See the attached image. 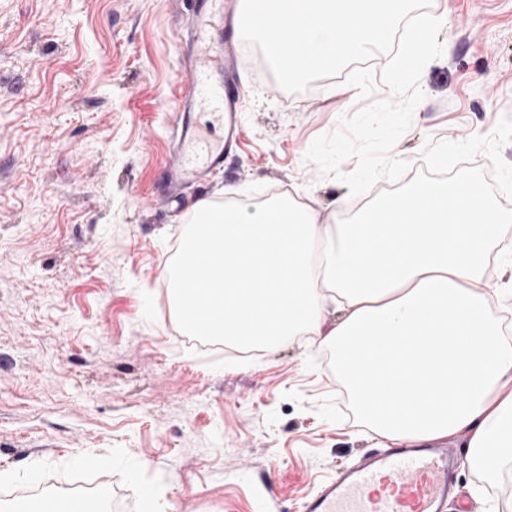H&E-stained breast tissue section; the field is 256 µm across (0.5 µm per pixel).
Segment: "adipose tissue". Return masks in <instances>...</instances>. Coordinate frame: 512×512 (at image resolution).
Listing matches in <instances>:
<instances>
[{
	"label": "adipose tissue",
	"mask_w": 512,
	"mask_h": 512,
	"mask_svg": "<svg viewBox=\"0 0 512 512\" xmlns=\"http://www.w3.org/2000/svg\"><path fill=\"white\" fill-rule=\"evenodd\" d=\"M201 201L188 250L217 249L208 333L237 347L296 336L327 349L355 406L393 445L467 435L472 469L512 468V328L481 278L512 211L475 191L412 188L327 223L308 204Z\"/></svg>",
	"instance_id": "obj_1"
}]
</instances>
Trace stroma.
<instances>
[{"instance_id": "1", "label": "stroma", "mask_w": 512, "mask_h": 512, "mask_svg": "<svg viewBox=\"0 0 512 512\" xmlns=\"http://www.w3.org/2000/svg\"><path fill=\"white\" fill-rule=\"evenodd\" d=\"M440 58L392 150L410 166L350 196L305 154L341 116L391 98L383 52L289 94L261 52L240 61L241 135L223 170L157 200L178 114L183 46L170 0H0V500L105 492L112 512H299L383 442L329 353L295 338L259 356L189 334L165 272L198 199L288 190L353 217L422 182L443 145L452 171L512 205V0H432ZM460 462L469 512L512 500V471ZM93 458L92 470L74 456Z\"/></svg>"}]
</instances>
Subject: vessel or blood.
Segmentation results:
<instances>
[{"label":"vessel or blood","instance_id":"vessel-or-blood-1","mask_svg":"<svg viewBox=\"0 0 512 512\" xmlns=\"http://www.w3.org/2000/svg\"><path fill=\"white\" fill-rule=\"evenodd\" d=\"M224 0H202L194 18L195 48L185 59V90L173 130L172 155L161 174V193L171 198L203 182L224 164V150L238 138L239 49L221 26ZM203 113L222 136L206 138L195 121ZM183 316L207 322L212 313L200 294L185 293ZM447 448H390L341 469L336 478L301 503L302 512H442L455 488Z\"/></svg>","mask_w":512,"mask_h":512}]
</instances>
